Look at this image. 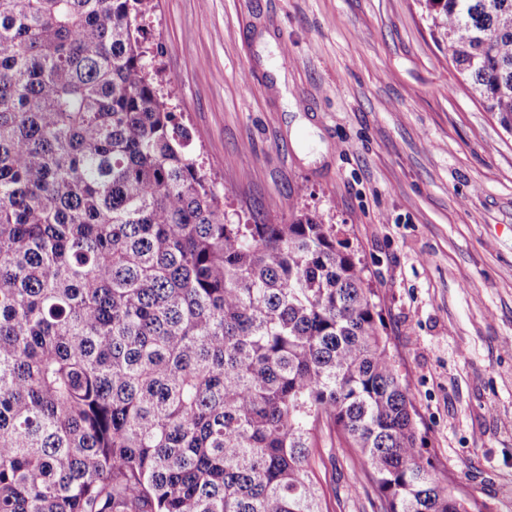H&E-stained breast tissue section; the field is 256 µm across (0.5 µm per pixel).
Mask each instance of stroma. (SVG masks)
<instances>
[{
    "label": "stroma",
    "mask_w": 512,
    "mask_h": 512,
    "mask_svg": "<svg viewBox=\"0 0 512 512\" xmlns=\"http://www.w3.org/2000/svg\"><path fill=\"white\" fill-rule=\"evenodd\" d=\"M154 3L144 44L230 222L346 226L429 456L512 512V135L417 0ZM360 471L318 468L329 512H371Z\"/></svg>",
    "instance_id": "35a3bbf8"
}]
</instances>
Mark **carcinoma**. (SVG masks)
<instances>
[{
    "label": "carcinoma",
    "instance_id": "carcinoma-1",
    "mask_svg": "<svg viewBox=\"0 0 512 512\" xmlns=\"http://www.w3.org/2000/svg\"><path fill=\"white\" fill-rule=\"evenodd\" d=\"M512 134V0H418ZM153 0H0V512H479L418 446L375 291L321 216L230 224ZM331 440L336 453V461L328 459ZM321 448L324 449V465L317 469L322 482L327 506L330 512H372L363 490L353 493L351 486L361 471V462L355 456L343 457L338 448V439L333 430H324L321 435Z\"/></svg>",
    "mask_w": 512,
    "mask_h": 512
}]
</instances>
